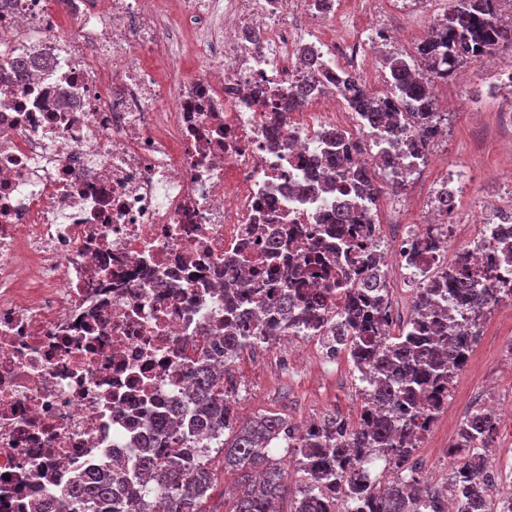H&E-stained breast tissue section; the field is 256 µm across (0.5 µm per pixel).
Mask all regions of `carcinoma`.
<instances>
[{
    "label": "carcinoma",
    "mask_w": 512,
    "mask_h": 512,
    "mask_svg": "<svg viewBox=\"0 0 512 512\" xmlns=\"http://www.w3.org/2000/svg\"><path fill=\"white\" fill-rule=\"evenodd\" d=\"M448 14L432 28L409 59L391 56L384 69L399 93L405 119H412L421 130V139L406 142L407 149L418 151L434 137L440 113L432 88L435 80H444L472 57L512 45V25L497 22L500 0H450ZM351 105L374 125L386 120L401 127V119L387 112L358 83L347 81ZM391 163L363 169L336 183L344 194L377 193L378 175L389 178ZM357 217L350 208L336 213V248L343 262L327 282V290L345 295L344 306L331 317L319 297L300 291L305 271L298 267L280 274L285 286L276 304V313L288 328L312 334L330 327L336 341L347 343L355 359L372 363L369 387H361L365 404L378 412L370 425H356L336 412L325 414L313 423L315 431L293 433L288 421L278 415H261L248 422H238L236 401L224 386L202 366L194 373V381L202 392L196 411V427L212 433L229 432L219 450L224 452V465L239 471L244 491L232 512H274V504L283 496L285 486L280 463L274 456L276 446L299 457L302 472L301 498L293 512H349L345 502L359 496L373 512H443L445 493L439 488L421 487L422 480L411 463L415 442L425 431L424 420L440 410L427 394L440 384H450L468 359L480 326L501 296L488 281H475L463 272L466 254L441 270L448 284V297L465 301L475 295L485 303L471 310L469 326L461 330L452 318L435 310L433 289L419 288L412 301L414 325L392 336L384 326L385 309L382 281L364 277L354 279V268L360 260L357 241L348 235V225ZM429 320L431 336L415 335V325ZM465 447L450 449L454 456L448 474V487L457 488L460 479L486 474L480 450L495 430V415L478 408L467 419ZM159 437L143 456V469L153 477L166 497L168 512H203L201 505L212 487L209 465L198 460L196 451L183 446L182 440H171L168 427H158ZM381 460L390 474L369 476L365 465ZM92 496L95 512H137L136 497L121 496L112 479H94L76 491V498ZM457 512H493L482 492L465 490Z\"/></svg>",
    "instance_id": "carcinoma-1"
}]
</instances>
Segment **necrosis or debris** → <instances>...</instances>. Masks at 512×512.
<instances>
[{"label":"necrosis or debris","mask_w":512,"mask_h":512,"mask_svg":"<svg viewBox=\"0 0 512 512\" xmlns=\"http://www.w3.org/2000/svg\"><path fill=\"white\" fill-rule=\"evenodd\" d=\"M359 2L362 32L342 0H0V512H93L72 490L116 458L143 512H166L139 461L164 417L208 440L192 425V373H224L225 287L252 288L271 237L330 225L345 203L329 189L339 170L314 158L356 139L368 149L351 171L386 158L398 174L419 169L402 151L418 127L393 135L348 104L345 75L395 103L375 62L408 45L384 0ZM188 32L197 72L159 76ZM33 58L15 79L10 62ZM302 83L322 113L298 101ZM459 193L450 170L430 188L440 236L412 265L424 225L385 239L378 201L355 198L404 294L441 287L455 227L437 200ZM476 221L468 275L512 287L498 250L512 242V192ZM245 313L267 345L304 347L265 302Z\"/></svg>","instance_id":"necrosis-or-debris-1"}]
</instances>
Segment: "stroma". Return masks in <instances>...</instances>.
I'll list each match as a JSON object with an SVG mask.
<instances>
[{"label":"stroma","mask_w":512,"mask_h":512,"mask_svg":"<svg viewBox=\"0 0 512 512\" xmlns=\"http://www.w3.org/2000/svg\"><path fill=\"white\" fill-rule=\"evenodd\" d=\"M434 91L453 100L442 118L448 126V139L433 146L445 164H425L419 176L397 187L383 184L379 206L384 211L399 212L405 223H423L428 186L443 168H450L466 178V195L454 216L456 243L461 246L479 230L474 216L488 192L485 174L512 172V153L503 148L512 140V123L505 120L495 100H484L480 117H473V86L439 82ZM224 386L236 399L243 421L276 414L297 423L334 411L353 420L363 404L359 382L349 364L342 362L319 374L299 360L293 369L284 371L275 354L260 348L239 355L224 376ZM491 402L512 403V300L501 301L487 315L467 365L452 383L447 406L414 452L427 471L429 484L439 485L448 474L443 450L456 439L459 420L470 410ZM211 471L213 487L203 508L205 512H231L240 477L225 468L220 456Z\"/></svg>","instance_id":"35a3bbf8"}]
</instances>
